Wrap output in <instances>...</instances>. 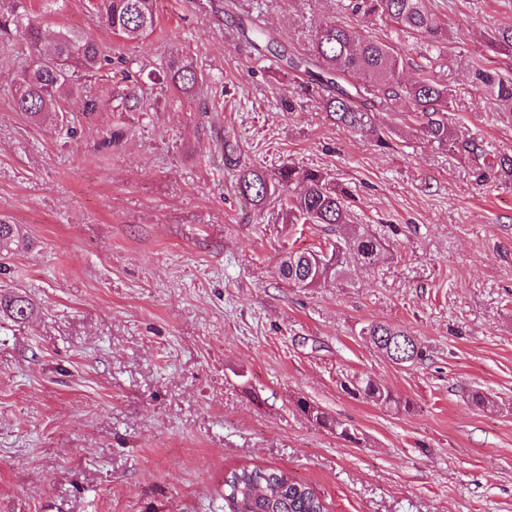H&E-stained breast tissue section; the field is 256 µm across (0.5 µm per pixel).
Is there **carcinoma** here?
<instances>
[{
	"label": "carcinoma",
	"instance_id": "carcinoma-1",
	"mask_svg": "<svg viewBox=\"0 0 512 512\" xmlns=\"http://www.w3.org/2000/svg\"><path fill=\"white\" fill-rule=\"evenodd\" d=\"M158 0H92V9L113 34L130 40L154 32ZM354 13L378 17L399 32L425 41L428 65L420 77L405 82L401 77L404 51L396 45L358 33L334 19L323 21L315 31L309 48L292 57L280 54L287 66L304 76L305 90L322 94L324 109L339 126L359 132L379 148L390 146L388 132L378 124L377 113L386 112L402 102L417 123V131L430 143L447 152L464 151L474 158L479 182L487 175L512 181V155L492 156L481 141H458L448 127L449 89L446 76L437 74L448 40L445 24L425 6V0H350ZM15 30L36 53L21 69L12 88L16 111L38 120L47 112H62V94L78 89L81 78L95 75L104 60V51L89 32L61 27L46 52L38 50L44 35L41 16L26 9L23 0H14L13 10L0 15V31ZM496 49L512 53V25L494 30ZM164 79L173 88L189 93L198 82L197 70L180 60L169 63ZM472 83L498 102L512 105V79L503 78L480 67L471 71ZM234 190L245 205L263 208L274 195L285 197L290 224L336 225V240L321 250H289L278 266V276L297 288H316L330 278L344 276L349 262L371 266L382 250L383 242L349 224L355 195L351 189L335 183L326 173L283 166L269 172L257 166L240 165L234 175ZM0 308L16 320L30 311L21 296L0 298ZM359 335L372 345L376 337L392 339V348L402 356L410 355L414 364L425 357L412 334L385 323H369ZM351 398L379 408L398 409L393 391L370 377L354 375L341 382ZM299 410L317 425L336 436L356 442V433L344 422L334 419L310 402L297 401ZM224 501L231 512H325L323 500L310 485L295 480L282 469L241 467L224 477Z\"/></svg>",
	"mask_w": 512,
	"mask_h": 512
}]
</instances>
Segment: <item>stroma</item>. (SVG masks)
Segmentation results:
<instances>
[{"instance_id": "obj_1", "label": "stroma", "mask_w": 512, "mask_h": 512, "mask_svg": "<svg viewBox=\"0 0 512 512\" xmlns=\"http://www.w3.org/2000/svg\"><path fill=\"white\" fill-rule=\"evenodd\" d=\"M347 0H158L159 25L130 42L88 0H42L48 29L92 31L110 59L67 98L65 122L14 108L24 41L0 35V222L24 246L0 250V512H228L224 476L257 466L311 485L326 512H512V183L475 181L470 156L438 149L404 105L383 113L392 145L329 120L241 26H268L304 51L334 19L407 49L421 42L353 15ZM448 27V126L512 154V108L471 82L473 67L512 77L490 44L512 0H427ZM193 61L184 95L160 78ZM143 97L136 107L133 96ZM294 110H286V100ZM99 101L97 111L85 109ZM293 163L356 196L352 221L384 241L318 288L282 281L286 249H318L322 224H289L235 195L233 166ZM405 329L426 359L399 366L359 334ZM370 376L408 410L350 398ZM493 408L472 406V391ZM306 399L343 420L352 443L307 420Z\"/></svg>"}]
</instances>
